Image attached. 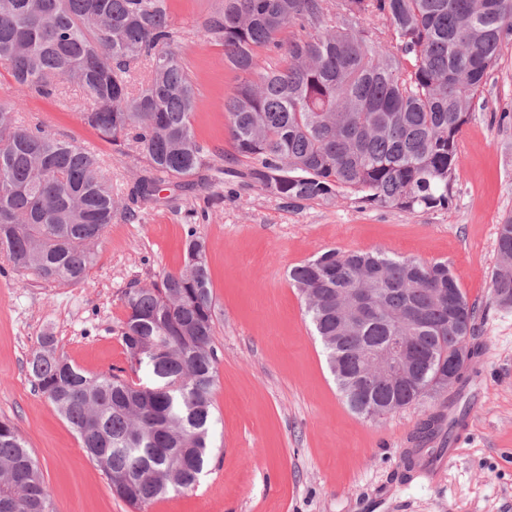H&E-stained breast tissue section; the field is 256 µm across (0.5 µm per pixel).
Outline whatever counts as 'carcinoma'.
Masks as SVG:
<instances>
[{
  "mask_svg": "<svg viewBox=\"0 0 512 512\" xmlns=\"http://www.w3.org/2000/svg\"><path fill=\"white\" fill-rule=\"evenodd\" d=\"M386 20L377 34L363 26ZM244 74L224 101L237 156L251 184L296 206L340 190L381 208L442 207L455 177L459 135L512 35V0H218L194 27ZM168 0H0V65L39 97L76 83L98 134L135 144L145 159L119 205L99 155L25 123L0 105V251L13 272L75 285L95 266L114 209L131 220L162 185L224 183L192 125L196 93L176 48ZM273 49L278 63L262 61ZM145 62L150 76L130 83ZM495 300L512 297V218L500 225ZM336 385L352 412L376 419L448 389V353L479 355L477 309L444 262L382 251L328 249L289 272ZM451 291L453 306L439 297ZM119 322L131 369L144 377L90 375L57 353L52 336L27 362L34 387L72 427L112 493L142 512L194 489L211 457L217 353L205 239L186 233L182 268L125 291ZM412 336L404 383L381 380L348 396L365 356ZM454 420L431 409L420 441L449 438ZM0 512H55L38 462L0 421Z\"/></svg>",
  "mask_w": 512,
  "mask_h": 512,
  "instance_id": "cac0c4a2",
  "label": "carcinoma"
}]
</instances>
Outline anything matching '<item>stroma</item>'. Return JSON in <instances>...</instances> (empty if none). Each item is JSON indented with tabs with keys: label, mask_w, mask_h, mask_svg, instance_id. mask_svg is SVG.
Segmentation results:
<instances>
[{
	"label": "stroma",
	"mask_w": 512,
	"mask_h": 512,
	"mask_svg": "<svg viewBox=\"0 0 512 512\" xmlns=\"http://www.w3.org/2000/svg\"><path fill=\"white\" fill-rule=\"evenodd\" d=\"M214 0H170L183 62L198 89L193 128L225 156L221 200L198 185L164 186L135 221L115 213L99 259L76 285L24 287L0 275V421L11 422L39 462L56 512H133L112 494L76 434L32 385L26 361L42 334L90 374L129 368L117 334L130 283L145 286L184 261L188 226L207 242L216 304L217 351L210 462L195 489L172 493L147 512H512V309L494 303L497 234L512 216V38L459 137L448 203L407 213L339 193L329 203L284 206L247 182V159L232 160L224 99L242 76L222 47L193 27ZM96 151L125 200L142 158L119 153L81 118L76 84L47 100L0 67V105ZM380 249L390 256L447 263L478 309L482 351L464 394L467 431L452 430V459L434 480L403 467L424 416L415 404L371 421L341 398L322 345L288 281L291 267L324 250Z\"/></svg>",
	"instance_id": "obj_1"
}]
</instances>
